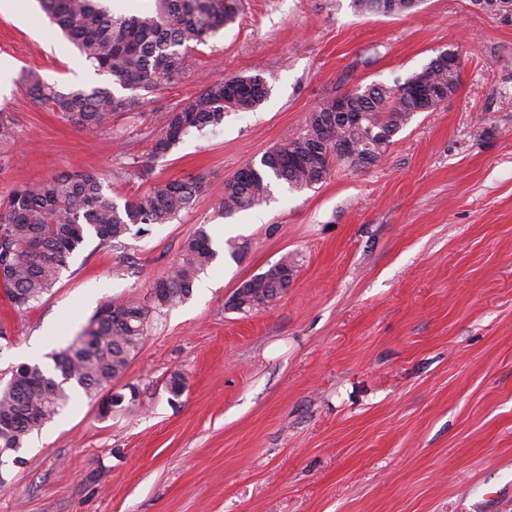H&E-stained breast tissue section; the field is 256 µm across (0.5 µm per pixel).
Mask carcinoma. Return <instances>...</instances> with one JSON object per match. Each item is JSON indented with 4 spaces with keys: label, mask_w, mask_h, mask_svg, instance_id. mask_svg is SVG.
<instances>
[{
    "label": "carcinoma",
    "mask_w": 512,
    "mask_h": 512,
    "mask_svg": "<svg viewBox=\"0 0 512 512\" xmlns=\"http://www.w3.org/2000/svg\"><path fill=\"white\" fill-rule=\"evenodd\" d=\"M40 7L77 47L97 73L109 74L131 95L108 87L62 89L30 72L23 82L32 102L60 113L83 129L110 125L112 115L140 103L138 90L174 84L190 70L192 51L238 16L239 0H155L148 15L116 16L98 0H39ZM422 0H351L359 14L410 13ZM460 66L441 51L420 71L394 88L373 84L347 93L355 124L336 113L329 99L311 112L303 131L285 139L260 159L216 188L202 175L159 183L149 192L118 205L101 173L53 174L12 189L0 205V285L10 303L26 310L57 283L70 260L94 236L101 244L142 234L172 221L197 198L214 195L226 215L252 209L271 195L272 181L290 188L324 182L335 160L374 162L418 112H432L457 90ZM259 72L212 80L188 104L166 113L152 139V155L164 157L192 131L216 127L224 111H252L267 97ZM210 235L198 230L185 241L166 278L150 287L153 308L173 307L192 293L199 274L214 259ZM293 266L285 258L252 276L235 291L231 307L247 311L278 298L275 289L290 286ZM150 308L112 300L63 350L51 355L55 378L38 364L16 368L0 389V461L13 458L35 432L51 421L66 402V385L98 400L99 414L112 415L124 396L112 393L148 333Z\"/></svg>",
    "instance_id": "1"
}]
</instances>
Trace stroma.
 Here are the masks:
<instances>
[{
	"instance_id": "35a3bbf8",
	"label": "stroma",
	"mask_w": 512,
	"mask_h": 512,
	"mask_svg": "<svg viewBox=\"0 0 512 512\" xmlns=\"http://www.w3.org/2000/svg\"><path fill=\"white\" fill-rule=\"evenodd\" d=\"M461 56L456 93L414 114L374 162H334L315 187L278 184L222 215L207 195L166 224L108 246L89 238L51 292L16 310L0 289V386L67 346L109 300L150 304L198 229L247 244L200 274L191 296L152 311L101 418L73 391L33 434L0 488V512H512V21L471 0L358 15L350 0H241L176 85L144 93L108 131L35 106L19 84L108 86L38 0H0V201L60 171L103 174L117 203L204 175L219 185L356 88L403 83L440 51ZM261 72L269 93L163 158L166 112L219 74ZM288 290L247 312L238 286L280 259ZM187 387L172 396L171 373Z\"/></svg>"
}]
</instances>
